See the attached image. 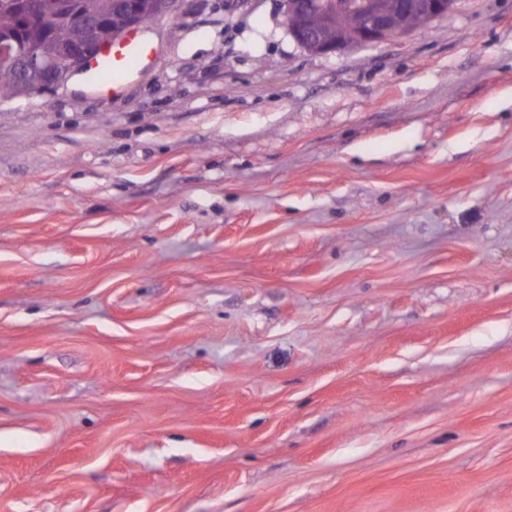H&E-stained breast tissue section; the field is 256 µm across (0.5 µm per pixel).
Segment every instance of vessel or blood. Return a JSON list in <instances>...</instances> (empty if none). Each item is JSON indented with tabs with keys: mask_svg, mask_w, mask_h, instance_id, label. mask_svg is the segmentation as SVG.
Segmentation results:
<instances>
[{
	"mask_svg": "<svg viewBox=\"0 0 512 512\" xmlns=\"http://www.w3.org/2000/svg\"><path fill=\"white\" fill-rule=\"evenodd\" d=\"M147 47L130 37L106 47L84 73L86 85L96 91L119 92L123 80L146 62Z\"/></svg>",
	"mask_w": 512,
	"mask_h": 512,
	"instance_id": "vessel-or-blood-1",
	"label": "vessel or blood"
}]
</instances>
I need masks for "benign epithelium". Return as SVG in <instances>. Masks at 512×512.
<instances>
[{
  "label": "benign epithelium",
  "instance_id": "obj_1",
  "mask_svg": "<svg viewBox=\"0 0 512 512\" xmlns=\"http://www.w3.org/2000/svg\"><path fill=\"white\" fill-rule=\"evenodd\" d=\"M115 7L125 14L126 23L113 32L112 39L120 40L132 30L146 28L134 0H115ZM294 8V3H285L288 33L299 46L315 54L341 53L410 33L408 29L397 28L377 0H366L365 7L353 9L357 20L354 37L351 39L336 36V6H323L319 10L321 21L315 27L294 24ZM420 9L422 24L425 26L451 11L447 0H426ZM62 16L83 31L81 41L48 49L21 41L18 31L0 36V63L12 72L21 95L29 96L60 86L68 75L84 69L96 56L100 46L98 34L105 23V17L77 10L73 0H24L20 27L40 26L49 29Z\"/></svg>",
  "mask_w": 512,
  "mask_h": 512
}]
</instances>
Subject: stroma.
<instances>
[{
  "mask_svg": "<svg viewBox=\"0 0 512 512\" xmlns=\"http://www.w3.org/2000/svg\"><path fill=\"white\" fill-rule=\"evenodd\" d=\"M145 33L0 101V512H512V0ZM114 6L126 16L125 25L112 34V39L120 40L132 30L144 29L138 7L133 0H115ZM147 46L136 37L124 38L106 47L84 73L86 85L101 92L116 94L123 80L132 75L146 62ZM296 4L285 2V18L288 33L302 48L320 55L341 53L348 49L365 47L384 42L390 38L406 35L414 29H399L391 21L389 14L376 0H366L365 7L355 8V33L352 39L336 36L337 6L324 5L318 14L319 25L308 27L296 25L291 20Z\"/></svg>",
  "mask_w": 512,
  "mask_h": 512,
  "instance_id": "1",
  "label": "stroma"
}]
</instances>
